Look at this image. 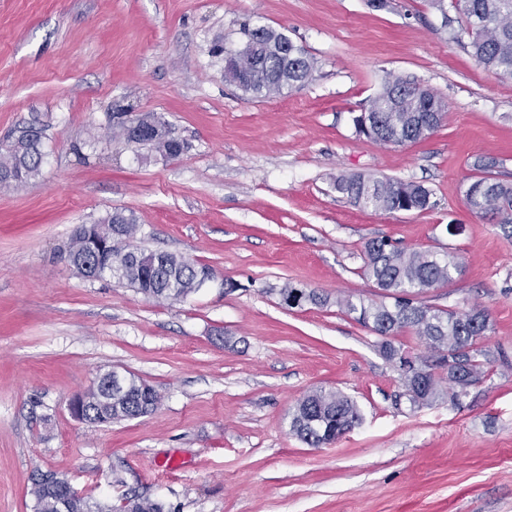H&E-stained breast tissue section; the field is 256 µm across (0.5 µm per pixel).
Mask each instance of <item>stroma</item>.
Segmentation results:
<instances>
[{
    "mask_svg": "<svg viewBox=\"0 0 512 512\" xmlns=\"http://www.w3.org/2000/svg\"><path fill=\"white\" fill-rule=\"evenodd\" d=\"M245 23L303 46L312 80L266 98L226 83L210 48ZM399 76L445 101L441 125L401 146L359 135ZM119 107L160 116L185 151L105 142ZM35 117L41 174L0 191V512H34L39 471L112 508L139 494L165 512H512V239L465 202L475 156L512 177V81L453 43L429 0H0V139ZM352 174L424 184L435 205L359 209L335 187ZM115 210L135 216V246L213 280L169 302L78 275L73 230ZM378 236L459 263L423 303L490 315L486 376L459 402L399 403L380 337L335 304L381 297L361 259ZM288 286L330 302L288 306ZM110 370L159 408L71 417ZM321 387L362 420L311 448L290 420Z\"/></svg>",
    "mask_w": 512,
    "mask_h": 512,
    "instance_id": "1",
    "label": "stroma"
}]
</instances>
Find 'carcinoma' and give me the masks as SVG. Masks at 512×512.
<instances>
[{
	"instance_id": "cac0c4a2",
	"label": "carcinoma",
	"mask_w": 512,
	"mask_h": 512,
	"mask_svg": "<svg viewBox=\"0 0 512 512\" xmlns=\"http://www.w3.org/2000/svg\"><path fill=\"white\" fill-rule=\"evenodd\" d=\"M456 17L443 14L444 26L450 28L452 40L462 45L484 68L494 72L504 81H512V0H454ZM241 40L255 37L250 48L252 79L243 81L237 88L254 97L282 94L283 90L305 84L311 78L313 63L306 50L293 45L291 57L280 54V46L291 39L282 32L266 27L264 35L254 33V27L244 24L239 29ZM410 80L397 77L386 82L370 101L369 111L379 125L373 129L371 140L379 144L400 146L425 137L419 123H428L426 133L432 132L442 120H430L431 113L422 112L423 98L406 92L397 95V89ZM143 119L152 120L163 128L156 138H150L142 147L169 158L178 154L184 144L175 140L172 128L154 115L147 113ZM43 129L33 124L16 131L8 144L0 147V188L21 186L39 175L44 153ZM499 161L494 157L479 156L472 168L474 175L465 191V200L471 211L498 224L512 238V182L498 177L495 169ZM336 191L349 202L363 210L399 212L402 199L413 196V210L422 212L434 206L432 192L425 186L399 179H366L361 175L341 176L336 179ZM84 236L70 237L68 253L76 258L73 268L81 271L84 262L91 260L94 240L110 245L112 270L105 275L134 288L147 298L171 302L182 301L201 287L202 278L211 269L194 264L167 252L145 251L131 245L138 231L136 219L122 211H114L88 226H81ZM363 271L385 291L384 298L336 299V305L374 334L384 338L380 351L396 364L404 386V397L411 408L432 401L449 398L457 402L467 394L465 382L459 377H446L435 372L437 368L457 369L466 374L483 373V358L488 353L474 345L490 330L485 310L473 308L465 312L444 311L415 301V296L453 280L459 264L447 254L411 250L398 246L388 238H374L365 242ZM392 298L389 304L386 299ZM411 330L426 344L430 355H417L418 370L413 374L404 371L407 352L395 347L386 337L404 330ZM135 387L119 402L112 405V419L138 418L148 407L158 408L161 396L152 386L146 391L136 388L142 380L132 378ZM453 383L450 390L442 383ZM83 411L92 423H100L98 389L85 392ZM357 405L337 391L322 388L313 390L298 403L290 424V431L304 444L318 448L327 435L341 431L346 426L360 422ZM34 512H61L60 503L67 492L59 488L51 493L33 485ZM127 512H165L157 500L146 496L127 497Z\"/></svg>"
}]
</instances>
